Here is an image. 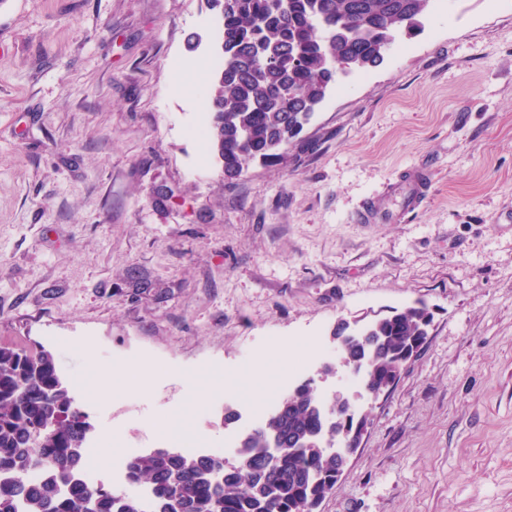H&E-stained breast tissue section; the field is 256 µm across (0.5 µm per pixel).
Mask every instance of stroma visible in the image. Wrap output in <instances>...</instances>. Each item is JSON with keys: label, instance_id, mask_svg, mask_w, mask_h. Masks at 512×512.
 Returning <instances> with one entry per match:
<instances>
[{"label": "stroma", "instance_id": "stroma-1", "mask_svg": "<svg viewBox=\"0 0 512 512\" xmlns=\"http://www.w3.org/2000/svg\"><path fill=\"white\" fill-rule=\"evenodd\" d=\"M210 15L0 0V343L51 352L71 384L95 372L89 420L121 437L88 444L101 469L184 434L234 460L225 408L260 409L293 373L368 418L318 512H512V9L431 8L327 93L282 161L231 182L188 134L211 72L175 88L218 50ZM414 171L431 185L404 214ZM373 197L387 220L358 223ZM419 300L428 339L386 396L318 362L295 372L339 319Z\"/></svg>", "mask_w": 512, "mask_h": 512}]
</instances>
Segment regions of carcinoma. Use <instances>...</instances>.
<instances>
[{
    "label": "carcinoma",
    "instance_id": "cac0c4a2",
    "mask_svg": "<svg viewBox=\"0 0 512 512\" xmlns=\"http://www.w3.org/2000/svg\"><path fill=\"white\" fill-rule=\"evenodd\" d=\"M431 0H207L222 20V68L210 89L207 141L224 179L271 162L297 138L339 74L383 64L404 30L420 27ZM264 53L269 62L259 64ZM432 321L417 302L348 335L342 369L373 390L399 378ZM356 409L324 399L305 380L262 424L241 433L238 461L158 449L133 457L128 479L152 488L140 508L83 479L88 415L60 378L54 356L0 344V512H316L335 487L336 457L311 444L352 430ZM37 470L29 485L21 472Z\"/></svg>",
    "mask_w": 512,
    "mask_h": 512
}]
</instances>
